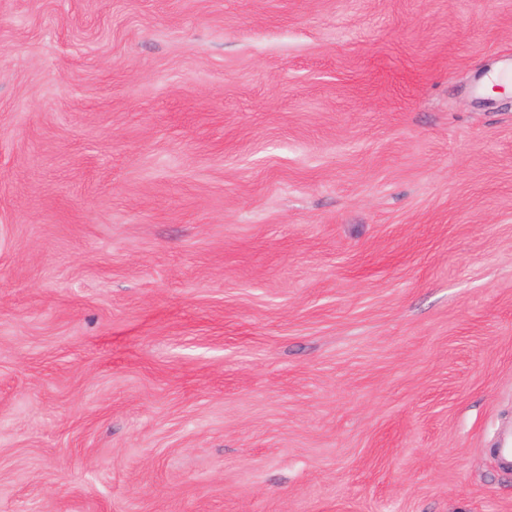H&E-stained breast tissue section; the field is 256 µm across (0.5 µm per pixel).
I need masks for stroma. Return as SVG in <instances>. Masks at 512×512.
I'll use <instances>...</instances> for the list:
<instances>
[{
  "mask_svg": "<svg viewBox=\"0 0 512 512\" xmlns=\"http://www.w3.org/2000/svg\"><path fill=\"white\" fill-rule=\"evenodd\" d=\"M512 0H0V512H512Z\"/></svg>",
  "mask_w": 512,
  "mask_h": 512,
  "instance_id": "stroma-1",
  "label": "stroma"
}]
</instances>
